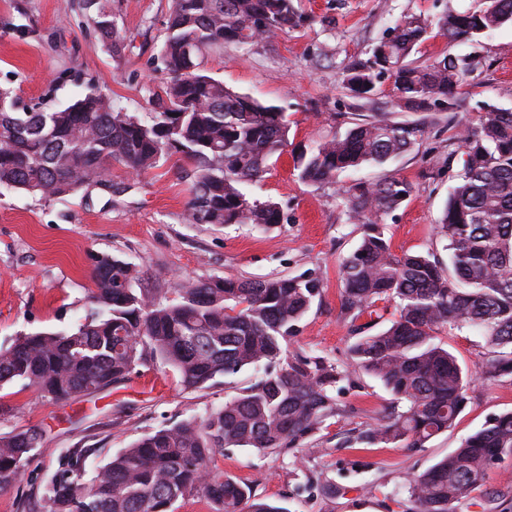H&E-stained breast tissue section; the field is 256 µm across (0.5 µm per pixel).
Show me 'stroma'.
<instances>
[{"instance_id":"1","label":"stroma","mask_w":512,"mask_h":512,"mask_svg":"<svg viewBox=\"0 0 512 512\" xmlns=\"http://www.w3.org/2000/svg\"><path fill=\"white\" fill-rule=\"evenodd\" d=\"M82 0H0V87L13 89L23 109L52 111L91 91L111 96L125 112L147 118L166 76L153 62L165 37L171 0H110L121 52L100 40ZM473 0H298L305 21L247 45L225 44L205 63L226 87L275 105L288 117L294 149L310 146L332 130L381 111L394 120H423L424 136L407 153L360 178L405 180L410 197L385 218L395 252L434 253L447 258L437 222L461 164V150L445 107L393 112V87L383 83L373 103L360 105L343 88L347 66L367 61L373 45L402 15L435 21L469 8ZM451 52L474 55L477 70L461 87L463 116L477 122L483 103L512 109V26L479 42L448 43L431 34L417 58L429 62ZM193 180L191 164L174 154L134 176L113 165L115 193L98 190L45 199L22 191L0 196V348L24 333L61 331L82 319L94 287L95 256L108 254L142 268V287L158 299L171 297L180 280L241 279L310 273L324 285L320 299L300 322L293 347L348 363L349 325L340 309V266L359 245L362 228L349 221L337 187L302 182L290 153L273 158L263 178L247 185L260 201L280 204L284 221L270 229L244 225L188 224L184 214ZM444 341L462 368L474 373L468 403L454 425L425 447H364L348 444L346 430L374 423L392 397L362 373L340 383L338 403L349 419L317 433V452L264 457L243 448L215 455L214 472L248 482L256 498L287 512H407V484L482 429L512 410V377L479 378L488 356L484 337L465 328ZM242 371L203 389L185 387L178 372L159 360L138 366L130 380L68 401H52L23 383L0 387V433L28 428L41 435L21 481L0 492V512H44L41 495L59 457L87 448V471L103 466L136 439L223 404L254 382ZM335 483V498L302 490L305 472ZM504 491L497 512H512V457L493 465L482 485L457 512H483L490 493Z\"/></svg>"}]
</instances>
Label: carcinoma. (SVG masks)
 I'll return each mask as SVG.
<instances>
[{
  "label": "carcinoma",
  "instance_id": "obj_1",
  "mask_svg": "<svg viewBox=\"0 0 512 512\" xmlns=\"http://www.w3.org/2000/svg\"><path fill=\"white\" fill-rule=\"evenodd\" d=\"M96 10L100 38L118 50L121 36L106 4ZM305 21L294 0H172L166 36L154 57L169 80L157 111L140 119L91 93L68 107L18 111L0 88V190L55 198L96 188L112 192V163L136 174L180 154L195 169L185 214L189 224L281 223L278 203L261 202L243 185L266 173L288 147V118L206 73V54L247 43ZM512 24V0H478L450 11L437 27L448 42H477ZM419 16L398 19L370 59L344 71V87L361 100L392 83L401 112L461 108L459 84L477 57L444 54L412 59L428 38ZM462 167L438 220L448 263L433 253H396L381 221L410 196L405 181H355L341 188L348 218L362 223L358 248L341 264V313L353 342L349 368L289 350L299 322L323 291L319 278L183 280L163 302L136 289L140 270L110 255L96 258L91 308L75 326L18 337L0 350V386L21 381L42 396L67 401L130 379L158 358L188 388L253 368L258 378L223 405L149 433L86 478L89 448H73L45 487L44 512H172L180 498L201 495L215 512H287L254 502L252 487L212 473V457L229 448L259 455L305 448L327 420L348 410L336 387L354 368L377 379L392 404L377 422L350 430L347 442L423 448L450 429L468 402L470 377L439 335L450 327L479 331L489 346L481 376H512V110L485 105L477 123L454 124ZM422 121L386 113L333 132L293 154L301 181L336 185L346 172L381 166L412 149ZM388 324L378 329L388 308ZM36 430L0 434V491L16 485L34 456ZM512 456V411L495 416L453 452L408 483L411 512H455L495 461Z\"/></svg>",
  "mask_w": 512,
  "mask_h": 512
}]
</instances>
